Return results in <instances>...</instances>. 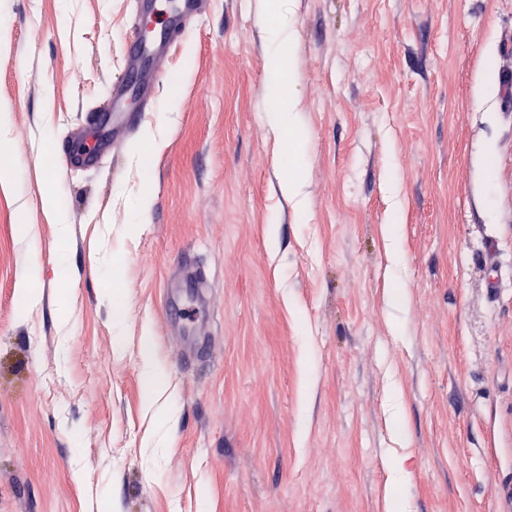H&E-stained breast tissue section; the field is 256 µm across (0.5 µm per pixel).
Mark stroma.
<instances>
[{
  "instance_id": "stroma-1",
  "label": "stroma",
  "mask_w": 512,
  "mask_h": 512,
  "mask_svg": "<svg viewBox=\"0 0 512 512\" xmlns=\"http://www.w3.org/2000/svg\"><path fill=\"white\" fill-rule=\"evenodd\" d=\"M290 7L274 79L262 0H207L120 153L67 169L134 2L0 0V512H494L512 485V118L482 89L512 0ZM280 82L297 154L262 119ZM185 267L211 308L188 357L164 302Z\"/></svg>"
}]
</instances>
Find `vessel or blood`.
Returning a JSON list of instances; mask_svg holds the SVG:
<instances>
[{"label": "vessel or blood", "instance_id": "obj_1", "mask_svg": "<svg viewBox=\"0 0 512 512\" xmlns=\"http://www.w3.org/2000/svg\"><path fill=\"white\" fill-rule=\"evenodd\" d=\"M137 11L148 16H163L164 25L149 38L143 37L138 23L128 25L126 76L112 89L106 117L94 119L102 131L98 150L91 154L66 153L61 158L64 166H91L97 162L100 150L112 153L120 150L139 118L130 108L132 97L137 95L145 101L151 95L152 78L143 69V60L157 61L166 57L186 22L200 16L203 6L201 0H139ZM168 305L174 316L173 328L182 336L185 346H197L210 322L209 296L201 274L188 271L174 278L169 284Z\"/></svg>", "mask_w": 512, "mask_h": 512}]
</instances>
